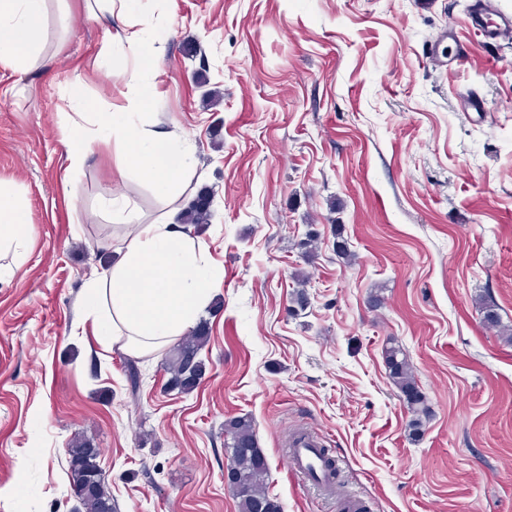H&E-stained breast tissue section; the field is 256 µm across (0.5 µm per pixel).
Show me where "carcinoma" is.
Wrapping results in <instances>:
<instances>
[{"instance_id": "1", "label": "carcinoma", "mask_w": 512, "mask_h": 512, "mask_svg": "<svg viewBox=\"0 0 512 512\" xmlns=\"http://www.w3.org/2000/svg\"><path fill=\"white\" fill-rule=\"evenodd\" d=\"M182 224H207L211 218V196L204 190L178 201ZM483 321L491 327L501 328L502 335L512 343V329L501 327L500 316L490 302L482 304ZM209 342L207 322H200L190 334L166 353L163 367L168 375L165 389L179 394H189L199 385L205 374L201 351ZM388 376L402 394L413 416L412 426L417 428L429 417L430 407L412 372L406 355L400 348L385 349ZM224 451L231 455L235 465L229 480L231 491L238 501V512H283L280 501L265 493L263 485L268 463L258 448L252 421L237 416L224 421ZM100 449L84 437L72 439L66 454L68 476L75 495L80 500L81 512H113L112 493L107 488L98 464Z\"/></svg>"}]
</instances>
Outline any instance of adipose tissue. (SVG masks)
Segmentation results:
<instances>
[{"label": "adipose tissue", "mask_w": 512, "mask_h": 512, "mask_svg": "<svg viewBox=\"0 0 512 512\" xmlns=\"http://www.w3.org/2000/svg\"><path fill=\"white\" fill-rule=\"evenodd\" d=\"M47 0H0V69L25 72L44 40ZM70 103L79 120L67 130L70 171L82 168L97 145L125 147L133 164L164 196L177 174L195 165L187 141L151 128L137 112H96L79 91ZM113 219L125 224L121 257L90 280L87 304L101 335L121 340L133 354L155 350L183 336L210 304L217 279L203 245L177 223L176 211L145 223L123 198L107 200ZM32 226L23 198L0 182V255L21 258Z\"/></svg>", "instance_id": "1"}]
</instances>
